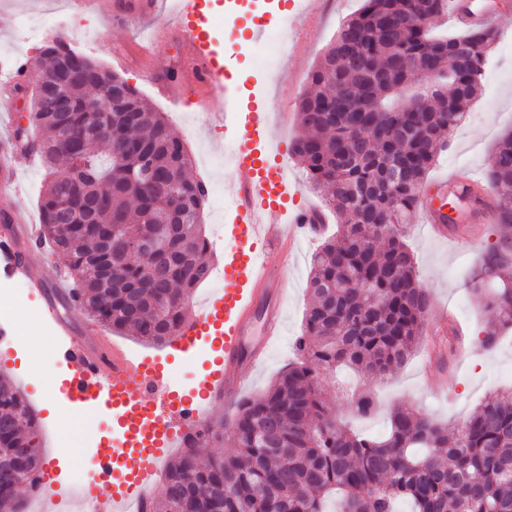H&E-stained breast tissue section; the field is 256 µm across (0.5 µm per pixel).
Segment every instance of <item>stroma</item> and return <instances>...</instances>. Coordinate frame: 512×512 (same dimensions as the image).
<instances>
[{"instance_id":"35a3bbf8","label":"stroma","mask_w":512,"mask_h":512,"mask_svg":"<svg viewBox=\"0 0 512 512\" xmlns=\"http://www.w3.org/2000/svg\"><path fill=\"white\" fill-rule=\"evenodd\" d=\"M277 0H241L238 10L228 13L224 0H210L214 15L210 30V48L223 53L238 34H251L255 16L274 10ZM361 0H322L315 23L317 33L305 40L300 28L288 33V53L276 62L275 75H266L258 60L249 54L231 58L230 71L236 79L234 86L240 93L265 90L276 97L281 109L271 116V133L282 152L288 153L291 144L301 132L298 101L308 88V74L322 57L340 26L359 9ZM65 0H0V52L10 53L12 60L31 62L37 57L44 41L61 37L76 51L96 59L105 69L119 72L127 82L138 89L141 97L154 111L163 113L170 126L181 137L192 156L206 155L210 170L193 167V179L207 187L204 207V227L212 229L216 201L233 202L235 176L224 163V150L235 139V123L209 126L201 112L198 97L185 68L177 40L157 43L152 66L161 73H174V86L179 89L178 100L160 95L150 83L142 66L132 62L118 67L115 56L133 51L146 44L154 32L176 28L178 19L172 7L146 17L137 23L124 25L111 21L97 10H90L82 18L83 25L95 35L94 47H87L75 30L51 28L43 32L41 40L23 43L17 35L20 15L46 19L57 13ZM512 131V29L499 33L492 45L482 77V92L466 109L460 124L453 130L448 145L439 151L429 179L451 175H482L492 151L500 137ZM47 165L39 161L22 167L20 177L24 191L20 194L0 191V212L19 211L40 218L41 196L45 184ZM321 237L339 233V221L333 212L326 211ZM462 236L466 248L456 246L453 238L440 237L425 228L421 211H414L407 244L414 254L421 284L432 296V308L450 313L452 320L462 329L465 340L458 349L451 366L428 368L427 346H420L410 361L384 380L360 379L354 373L337 374L334 384L326 390V398L336 414L359 432L377 437L387 430L389 412L398 406L432 416L442 422L455 424L462 421L492 391L512 386V334L501 337L493 349L473 343L472 336L494 322L491 312L485 311L468 287L469 274L479 258L496 239L494 224L481 222L467 224ZM321 237L297 241L292 258L284 272L287 293L283 300V329L281 335L268 348L265 359L251 376L245 396L262 392L283 372L295 358L294 341L301 331L306 307L309 303L307 281L310 257ZM18 383L28 402L38 413L36 435L46 468L55 470L61 486H69L74 476L77 455L95 457L102 453V435H116L117 430L108 416H100L88 448L73 445L61 448L57 440L62 433L59 413L66 402L47 397L43 388L47 382L59 381L68 374L64 361L50 356L48 361L35 359L27 346L0 345V373ZM369 388L378 408L369 418L352 416L346 397L358 385Z\"/></svg>"}]
</instances>
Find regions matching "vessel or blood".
<instances>
[{
	"instance_id": "1",
	"label": "vessel or blood",
	"mask_w": 512,
	"mask_h": 512,
	"mask_svg": "<svg viewBox=\"0 0 512 512\" xmlns=\"http://www.w3.org/2000/svg\"><path fill=\"white\" fill-rule=\"evenodd\" d=\"M174 2L182 21L181 55L190 66L201 103L211 110L210 121H217L224 67L205 37L212 19L208 0ZM98 4L106 17L119 21L153 13L158 0H98ZM453 16L471 26L492 17L501 23L512 21V15L499 11L496 0H486L479 9L458 5ZM274 108L270 98L256 92L239 106L246 117L236 139L237 216L227 236L231 246L224 251V288L190 314L171 343L176 356L193 353L203 341L212 345L215 356L198 386L189 391L172 388L162 360L133 353L108 338L98 353L71 335L60 344L59 354L69 366L62 395L82 407L107 405L121 432L112 454L95 460V478L85 489L96 512H128L133 503L153 495L178 441L202 424L211 406L240 394L247 379L235 375L234 369L244 359L242 337L257 311L265 313V345L281 334L283 298L269 296L268 289L277 283L307 215L288 207L297 189L289 182L285 165L267 161L274 152L269 124ZM465 186L456 178L436 180L434 202L420 205L434 233L446 232L448 194H461ZM41 249L40 227L29 224L26 249L11 256L0 271L11 277L24 275L43 296L53 281L35 261Z\"/></svg>"
}]
</instances>
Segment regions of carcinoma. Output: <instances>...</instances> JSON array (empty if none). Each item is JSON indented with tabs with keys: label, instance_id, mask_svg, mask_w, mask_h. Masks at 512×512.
Returning <instances> with one entry per match:
<instances>
[{
	"label": "carcinoma",
	"instance_id": "cac0c4a2",
	"mask_svg": "<svg viewBox=\"0 0 512 512\" xmlns=\"http://www.w3.org/2000/svg\"><path fill=\"white\" fill-rule=\"evenodd\" d=\"M450 0H363L309 74L299 103L302 132L292 153L340 220L339 235L311 256L310 303L295 340L299 361L256 396L236 402L229 427L211 418L182 438L163 476L159 499L144 512H512V389L490 393L450 427L403 408L391 412L381 439L336 420L325 399L326 377L339 366L383 380L424 338L431 298L419 280L406 233L392 229L414 212L437 148L481 88L496 32L473 28L434 38L431 21ZM436 73L442 87L418 110L401 89ZM41 89L64 99L45 112L30 87L26 138L46 160H61L41 200L50 253L68 259L76 300L91 320L145 343L176 336L198 285L211 273L202 234L205 191L191 179L193 159L164 116L137 90L86 56L71 73L41 62ZM124 92L108 125L88 111L90 90ZM495 195V243L469 280L470 290L498 311L479 343L512 331V132L498 142L478 202ZM156 221L168 223L169 256L161 262L131 247ZM361 416L372 413L368 390L352 393ZM38 416L21 389L0 374V512H22L19 488L43 462ZM227 440L229 455L205 453Z\"/></svg>",
	"mask_w": 512,
	"mask_h": 512
}]
</instances>
